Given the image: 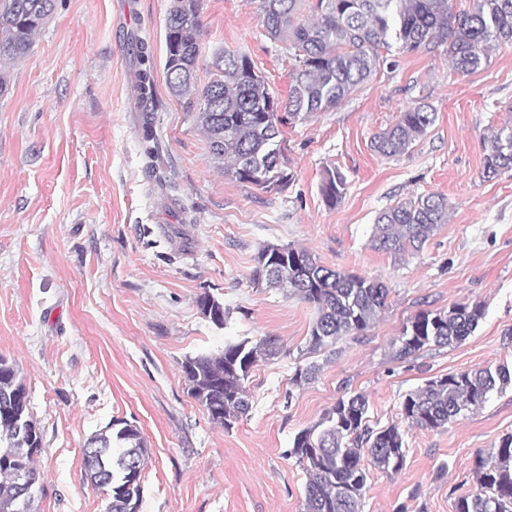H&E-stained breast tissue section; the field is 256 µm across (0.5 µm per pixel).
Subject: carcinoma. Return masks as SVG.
Returning <instances> with one entry per match:
<instances>
[{"instance_id":"cac0c4a2","label":"carcinoma","mask_w":512,"mask_h":512,"mask_svg":"<svg viewBox=\"0 0 512 512\" xmlns=\"http://www.w3.org/2000/svg\"><path fill=\"white\" fill-rule=\"evenodd\" d=\"M304 2L259 4L266 33L287 42L293 60L285 101L270 92L244 54L215 53L209 81L198 83L202 0H172L165 20L166 86L185 105L220 172L265 192H281L290 182L283 126L340 106L372 78L380 50L414 52L443 45L454 69L468 74L487 63L497 47L512 44V0H470L472 5L459 11L453 0H311L309 20L301 18ZM56 7L57 0H0V92L11 81L2 64L27 55ZM127 48L135 61L136 100L152 102L151 57L134 36ZM435 120L430 106H411L373 137L371 146L386 157L401 155L427 135ZM484 150L486 178L512 169V125L492 131ZM259 162L263 173L256 170ZM345 189L338 169H324L319 190L328 205H338ZM448 218V200L440 194L399 200L377 217L372 246L400 259L419 251ZM255 262V286L279 289L313 309L307 338L311 353L343 337L367 335L388 307L384 282L324 266L304 246L267 244ZM196 303L215 326L224 325V304L213 295L206 291ZM483 317L480 302L420 310L402 324L394 358L406 360L428 346L457 345ZM279 351L278 337L266 336L255 344L244 340L217 353L189 356L182 362L187 395L213 423L229 430L249 411L252 369ZM318 371L314 363L297 367L291 389L310 383ZM510 383L512 369L505 365L431 377L405 395L401 423L377 430L368 423L363 393L340 398L315 424L296 433L288 451L306 474L304 512H362L371 473L396 475L405 467L406 430H442ZM41 448L26 387L13 361L0 355V512H33L36 489L44 481L37 462ZM148 453L138 427L123 419L85 445V474L109 496L108 512H139ZM475 473L477 489L458 497L454 512H512V433L499 439L490 457L478 460Z\"/></svg>"}]
</instances>
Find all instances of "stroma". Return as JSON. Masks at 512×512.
I'll return each mask as SVG.
<instances>
[{
	"label": "stroma",
	"mask_w": 512,
	"mask_h": 512,
	"mask_svg": "<svg viewBox=\"0 0 512 512\" xmlns=\"http://www.w3.org/2000/svg\"><path fill=\"white\" fill-rule=\"evenodd\" d=\"M113 2L58 0L0 96V355L19 368L42 433L36 512H107L82 451L117 418L149 448L140 512H304L306 476L288 450L341 396L364 393L379 429L399 422L403 395L427 378L512 367V169L483 176L485 137L512 123V44L468 75L440 47L391 51L342 106L285 128L292 180L265 192L216 171L166 86L172 0H131L128 25ZM258 5L203 0L198 80H209L215 52L237 51L284 99L288 45L267 35ZM131 33L153 59L148 114L130 90ZM419 103L437 114L427 136L396 157L375 153L372 138ZM328 167L346 179L334 207L319 191ZM428 193L447 198L448 224L403 259L373 249L377 215ZM269 243L383 280V319L367 336L308 352L310 306L250 282ZM206 291L228 313L223 327L196 304ZM473 301L485 316L462 343L394 359L407 318ZM266 336L281 351L253 368L248 414L215 427L187 395L182 362ZM312 362L316 378L290 390L295 368ZM506 433L512 384L446 429L408 431L403 471L373 474L362 512H453L476 487V461Z\"/></svg>",
	"instance_id": "35a3bbf8"
}]
</instances>
